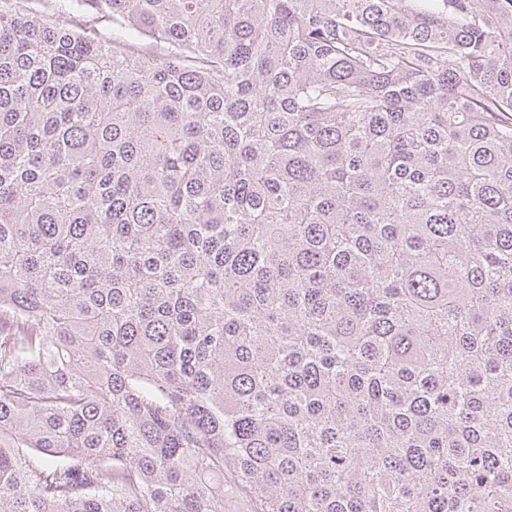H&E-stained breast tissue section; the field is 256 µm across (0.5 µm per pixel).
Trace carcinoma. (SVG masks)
I'll list each match as a JSON object with an SVG mask.
<instances>
[{
  "instance_id": "1",
  "label": "carcinoma",
  "mask_w": 512,
  "mask_h": 512,
  "mask_svg": "<svg viewBox=\"0 0 512 512\" xmlns=\"http://www.w3.org/2000/svg\"><path fill=\"white\" fill-rule=\"evenodd\" d=\"M59 3L0 0V512H512V0Z\"/></svg>"
}]
</instances>
